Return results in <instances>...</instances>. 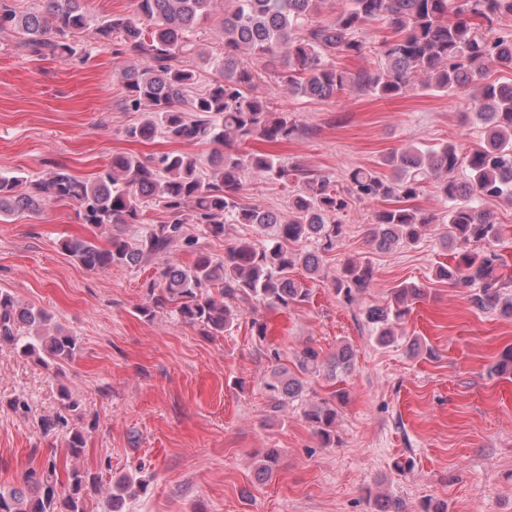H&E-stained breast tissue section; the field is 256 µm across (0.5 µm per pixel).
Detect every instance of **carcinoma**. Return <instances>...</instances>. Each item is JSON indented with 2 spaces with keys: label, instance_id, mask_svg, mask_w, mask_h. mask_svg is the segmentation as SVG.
<instances>
[{
  "label": "carcinoma",
  "instance_id": "obj_1",
  "mask_svg": "<svg viewBox=\"0 0 512 512\" xmlns=\"http://www.w3.org/2000/svg\"><path fill=\"white\" fill-rule=\"evenodd\" d=\"M87 0H37L26 10L14 0H0V34L19 36L32 56L66 59L78 54L77 38L94 28L102 40H118L117 52L129 51L140 63L121 75L127 89L125 110L142 118L126 129L132 139L161 135L173 142H208L227 146L257 136L268 143L292 138L298 125L286 112H274L258 92L266 74L291 94L330 98L364 91L392 98L421 84L451 93L467 104L482 125L483 143L467 153L448 142L437 148L414 147L383 156L380 165L392 175L367 167L349 169L340 184L300 166H287L265 151L239 157L221 150L202 163L187 152H165L147 158L119 154L112 166L92 179L80 180L56 166L36 181L0 176V220L19 211L37 213L50 202H71L83 223L97 230L138 224L146 200L162 205L165 220L151 225L133 241L110 235L108 247L92 238L66 239L63 250L84 267H136L161 257L174 246L196 253L193 265L170 266L163 283L141 309L153 317L172 309L185 322L221 334L231 327L238 305L259 302L288 307L309 299L310 289L294 278L296 267L318 272L321 256L336 248L346 233L342 214L354 203H383L369 229V243L380 251L417 243L426 227L442 226L441 237L453 245L448 263L436 276L460 289L470 306L482 313L512 318V276L495 250L502 225L484 209L490 200L512 202V83L490 80L494 68L512 70V30L501 23L512 19V0H348L333 20L319 19L326 0H133V15L93 16ZM215 18L224 32V56L216 77L198 93L197 71L184 64L194 44L190 37L202 20ZM383 23L391 35L381 43L383 68L374 73L341 67V58H359L369 50L365 34ZM247 54L249 62H241ZM266 181L297 185L283 215L242 203L247 174ZM445 205L444 215L414 205L427 186ZM194 224L205 236L223 237L230 226L246 224L265 238L258 246L238 240L215 260L188 234ZM374 278L366 261H345L332 279L336 295L353 303ZM425 296L416 285L393 289L386 307L370 305L363 312L380 345L398 339L397 329L412 306ZM0 342L20 348L45 366L72 361L78 339L51 316L19 304L0 290ZM355 353L342 345L321 359L305 347L296 371L280 366L267 382L272 409L300 397L306 376L330 380L349 374ZM493 370L512 378V346L504 348ZM336 401L323 399L305 412L323 446H336V419L343 392ZM55 463L25 477L26 488L0 490V512H85L90 480L78 470L70 476L68 493L58 492ZM143 485L126 476L117 482L121 493ZM375 512H408L399 499L378 496Z\"/></svg>",
  "mask_w": 512,
  "mask_h": 512
}]
</instances>
